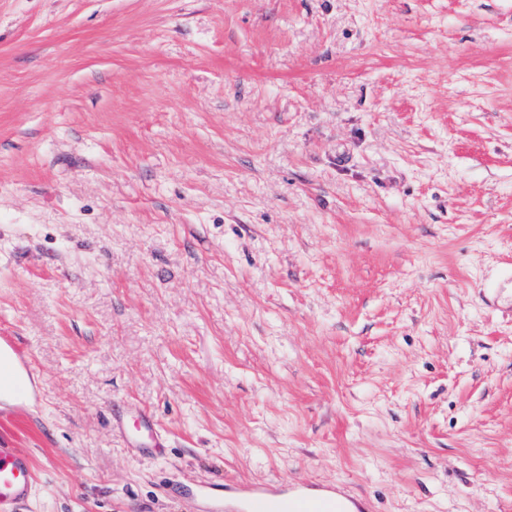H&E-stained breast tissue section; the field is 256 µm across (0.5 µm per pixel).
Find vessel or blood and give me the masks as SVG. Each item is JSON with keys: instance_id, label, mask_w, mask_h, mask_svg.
<instances>
[{"instance_id": "b4317fda", "label": "vessel or blood", "mask_w": 512, "mask_h": 512, "mask_svg": "<svg viewBox=\"0 0 512 512\" xmlns=\"http://www.w3.org/2000/svg\"><path fill=\"white\" fill-rule=\"evenodd\" d=\"M38 372L17 336L0 332V389L8 388L17 399L10 410H0V429L14 424L41 397ZM112 427L121 434L137 429L151 439H159L154 418L143 411L120 406L112 412ZM36 469L23 449L0 440V512H19L33 494ZM204 497L217 501L222 512H352L349 503L337 500L335 485L316 486L297 482L292 485L246 486L233 480L221 485H204Z\"/></svg>"}]
</instances>
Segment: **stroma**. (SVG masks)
<instances>
[{
    "label": "stroma",
    "instance_id": "stroma-1",
    "mask_svg": "<svg viewBox=\"0 0 512 512\" xmlns=\"http://www.w3.org/2000/svg\"><path fill=\"white\" fill-rule=\"evenodd\" d=\"M1 329L20 512H512V0H0ZM38 372L27 350L18 337L7 331L0 332V391L6 387L18 398V403L10 410H0V429L15 423L16 416L23 414L28 407L41 398L37 384ZM112 416V428L126 437L130 448L144 450V448H139L128 428V422L131 420L141 434H148L155 441L160 437L154 418L146 412L133 409L132 407L120 406L112 411ZM198 491L204 497L220 504L213 512L223 510L225 512H356L363 510L358 503L347 498H344L347 503L338 502L334 484L316 486L296 482L290 488L288 483L256 487L225 480L222 485L200 486ZM350 502L354 508L349 505ZM242 508L248 511H239Z\"/></svg>",
    "mask_w": 512,
    "mask_h": 512
}]
</instances>
